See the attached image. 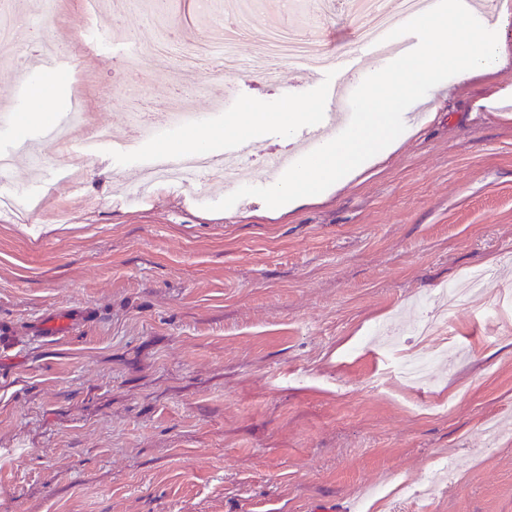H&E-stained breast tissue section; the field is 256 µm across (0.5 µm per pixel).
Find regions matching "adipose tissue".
<instances>
[{
  "instance_id": "obj_1",
  "label": "adipose tissue",
  "mask_w": 512,
  "mask_h": 512,
  "mask_svg": "<svg viewBox=\"0 0 512 512\" xmlns=\"http://www.w3.org/2000/svg\"><path fill=\"white\" fill-rule=\"evenodd\" d=\"M314 112L303 110L297 100H289L285 105L272 111H263L251 104L242 105L238 112L232 113L229 122L237 136L255 140L261 138L269 128L293 131L315 120Z\"/></svg>"
}]
</instances>
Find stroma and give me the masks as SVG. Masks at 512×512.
Listing matches in <instances>:
<instances>
[{"label": "stroma", "mask_w": 512, "mask_h": 512, "mask_svg": "<svg viewBox=\"0 0 512 512\" xmlns=\"http://www.w3.org/2000/svg\"><path fill=\"white\" fill-rule=\"evenodd\" d=\"M54 23L74 78L33 72L31 42L0 62V103L50 93L52 121L76 109L120 141L147 99L179 97L200 125L219 81L261 109L317 83L291 63L278 82L183 71L153 57L160 40L194 43L230 0H158L109 17L112 40L79 58L82 0H30ZM240 51L292 27L330 55L374 57L340 12L330 30L282 0H257ZM418 129L387 160L325 200L276 211L246 197L208 210L171 183L126 201L154 142L103 149L77 185L40 187L21 160L0 192V512H512V63L448 78L418 102ZM499 270L446 333L405 343L434 360L422 384L398 355L366 343L440 307L442 288ZM78 316L60 341L42 318ZM401 352V353H402Z\"/></svg>", "instance_id": "35a3bbf8"}]
</instances>
